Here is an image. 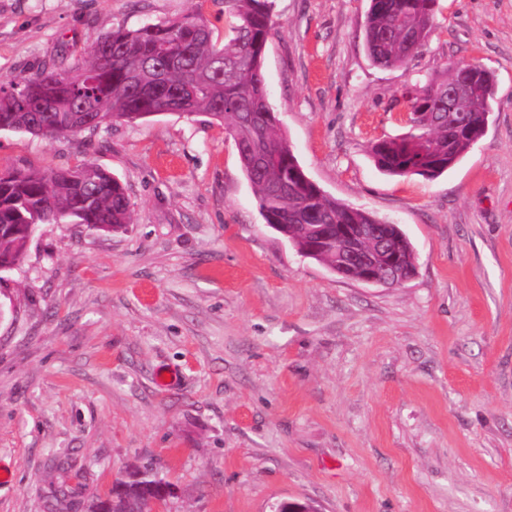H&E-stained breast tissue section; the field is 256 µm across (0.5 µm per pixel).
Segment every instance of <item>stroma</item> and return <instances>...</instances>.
Wrapping results in <instances>:
<instances>
[{
  "label": "stroma",
  "mask_w": 512,
  "mask_h": 512,
  "mask_svg": "<svg viewBox=\"0 0 512 512\" xmlns=\"http://www.w3.org/2000/svg\"><path fill=\"white\" fill-rule=\"evenodd\" d=\"M368 7L274 0L264 74L307 176L409 238L403 285L302 257L207 117L0 132V170L90 162L133 210L114 233L40 225L0 277V512H45L55 459L97 495L156 462L180 487L162 512H512V0H438L390 70L366 53ZM195 8L0 0V81ZM467 63L495 80L485 134L440 177L381 173L371 147L410 132L409 91Z\"/></svg>",
  "instance_id": "stroma-1"
}]
</instances>
